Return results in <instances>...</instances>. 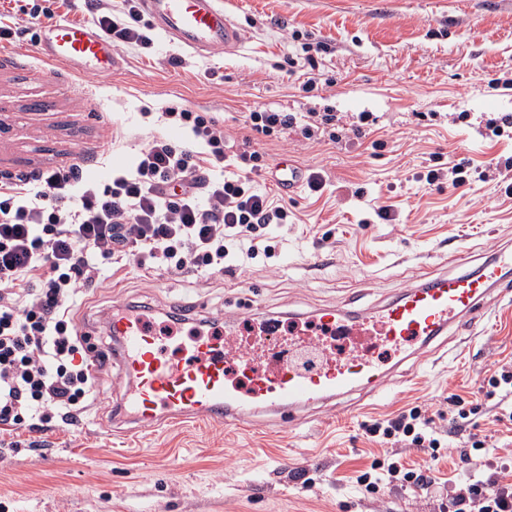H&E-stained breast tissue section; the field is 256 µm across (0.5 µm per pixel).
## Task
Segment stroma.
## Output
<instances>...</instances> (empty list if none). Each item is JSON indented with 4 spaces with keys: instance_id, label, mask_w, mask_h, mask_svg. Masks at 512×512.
Instances as JSON below:
<instances>
[{
    "instance_id": "35a3bbf8",
    "label": "stroma",
    "mask_w": 512,
    "mask_h": 512,
    "mask_svg": "<svg viewBox=\"0 0 512 512\" xmlns=\"http://www.w3.org/2000/svg\"><path fill=\"white\" fill-rule=\"evenodd\" d=\"M244 48L199 56L154 34V46L116 47L112 72L75 74L39 52L42 20L33 0H0V180L79 164L83 176L133 168L153 138H171L167 108L207 112L234 141L246 113L333 112L336 139L258 138L267 164L287 158L321 172V192L283 193L289 214L271 260L220 277L144 274L114 266L73 311L79 330L98 332L113 304L139 302L159 314L204 303L244 311L361 310L393 296L417 269L448 272L442 244L455 239L477 260L512 242V196L488 165L512 156V138L487 124L512 113V0H223ZM325 50H317V43ZM317 66L313 90L304 74ZM362 135H354V127ZM468 163L455 189L431 185L428 170ZM391 206L394 221L376 215ZM512 360V308L493 306L386 390V402L326 416L288 431L215 424L170 425L120 434L111 411L121 388L104 370L73 425L0 429V512H429L435 491L363 495L355 476L381 447L363 423L417 404L447 408L455 394L482 400L497 364Z\"/></svg>"
}]
</instances>
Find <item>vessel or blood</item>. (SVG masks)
I'll use <instances>...</instances> for the list:
<instances>
[{"label": "vessel or blood", "mask_w": 512, "mask_h": 512, "mask_svg": "<svg viewBox=\"0 0 512 512\" xmlns=\"http://www.w3.org/2000/svg\"><path fill=\"white\" fill-rule=\"evenodd\" d=\"M153 25L173 43L203 55L237 48L240 34L220 0H140ZM44 58L78 73L111 68L112 43L95 26L55 20L44 25ZM455 272L412 285L385 304L362 312L324 308L312 318V334L287 349L235 343L240 332L224 313L220 335L192 332L180 339L179 358L164 355L162 339L137 310L113 307L112 364L124 388L119 411L132 428L152 431L163 424L207 421L240 429L256 417L296 427L304 411L318 410L355 392H378L388 382L389 362L405 363L447 335L459 318L485 315V301L507 287L512 245L496 248L490 260L474 264L469 253L448 250ZM371 331L381 355L343 354L323 339Z\"/></svg>", "instance_id": "b4317fda"}]
</instances>
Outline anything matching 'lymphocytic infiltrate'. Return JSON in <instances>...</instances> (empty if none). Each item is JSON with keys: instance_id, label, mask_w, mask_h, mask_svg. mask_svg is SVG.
I'll return each instance as SVG.
<instances>
[{"instance_id": "f902f5d3", "label": "lymphocytic infiltrate", "mask_w": 512, "mask_h": 512, "mask_svg": "<svg viewBox=\"0 0 512 512\" xmlns=\"http://www.w3.org/2000/svg\"><path fill=\"white\" fill-rule=\"evenodd\" d=\"M90 8L115 45L152 46L138 24L139 0H91ZM165 116L189 129L193 142L152 140L134 170L105 188L85 181L75 164L0 184V424L77 422L94 387L92 364L110 353L91 352L72 310L81 291L113 265L133 260L209 277L223 274L231 257L242 267L274 257V232L287 223L288 206L254 188L266 169L262 154L245 149L228 157L230 139L207 113L169 108ZM335 120L332 112L300 118L265 109L247 113L244 124L256 135L279 138ZM229 162L236 168L230 176L224 173ZM479 410L453 394L447 409L416 405L365 424L367 436L421 451L429 461L410 466L377 456L359 471L357 485L374 497L396 486L424 491L437 485L445 436ZM448 512H512V484L495 470L451 485Z\"/></svg>"}]
</instances>
